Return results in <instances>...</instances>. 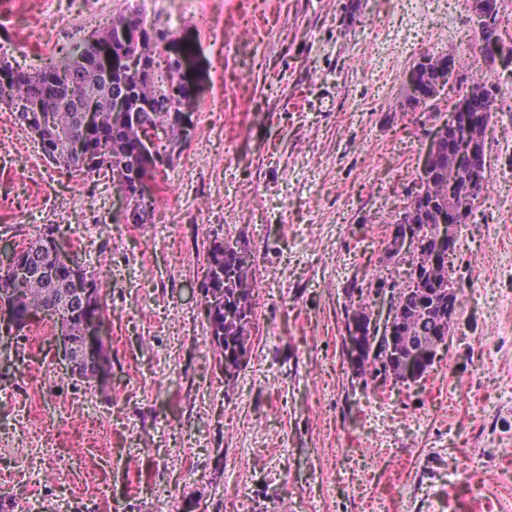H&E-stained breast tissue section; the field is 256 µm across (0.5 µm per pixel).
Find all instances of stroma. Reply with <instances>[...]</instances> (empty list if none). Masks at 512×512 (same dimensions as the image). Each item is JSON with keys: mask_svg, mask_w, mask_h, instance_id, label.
<instances>
[{"mask_svg": "<svg viewBox=\"0 0 512 512\" xmlns=\"http://www.w3.org/2000/svg\"><path fill=\"white\" fill-rule=\"evenodd\" d=\"M139 2L193 53L190 145L129 224L110 179L69 175L0 106V239L47 224L103 281L112 401L55 336L0 341L9 512H512V101L487 132L492 187L457 225L464 305L413 385L364 386L344 324L380 280L439 124L404 110L423 55L463 54L472 0H0V57L43 68ZM247 250L262 301L226 374L196 290L213 241ZM82 458L93 497L50 465ZM478 470L473 488L467 475Z\"/></svg>", "mask_w": 512, "mask_h": 512, "instance_id": "35a3bbf8", "label": "stroma"}]
</instances>
